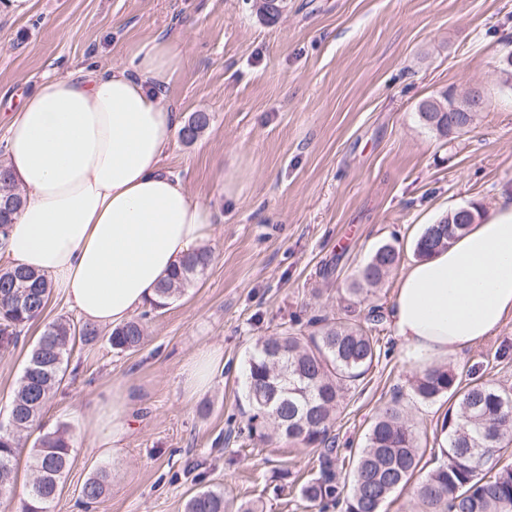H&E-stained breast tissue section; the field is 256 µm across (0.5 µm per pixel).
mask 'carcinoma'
<instances>
[{"label": "carcinoma", "mask_w": 512, "mask_h": 512, "mask_svg": "<svg viewBox=\"0 0 512 512\" xmlns=\"http://www.w3.org/2000/svg\"><path fill=\"white\" fill-rule=\"evenodd\" d=\"M421 124L441 137L469 127L476 113L465 97L453 89L421 101ZM206 112H195L181 128L185 142L196 140L209 125ZM21 204L14 181L0 163V227L13 223ZM467 224H429L416 244L423 257L448 247L464 234ZM213 260L212 251L201 247L186 256L157 288V308L167 306L203 275ZM400 252L382 245L360 269L348 289L357 298L364 287L382 283L398 265ZM51 286L45 276L24 268H0V350L17 344L24 327L39 319L47 307ZM353 304L344 316H315L310 332L299 335L283 328L257 339L247 359L246 396L250 414L237 437L265 445L284 439L317 453V469L298 486L301 499L327 512H382L390 497L413 488L419 512H512V465L498 466L500 454L512 447V390L498 387L454 368L433 367L417 375L411 384L414 401L429 402L448 396L452 403L442 421L447 450L441 462L417 483L423 452L400 400L383 405L372 423L363 448L352 468L340 471L335 438L331 436L345 393L360 382L377 358V338L369 325L383 316L372 308L361 321ZM97 327L58 318L45 325L33 346L24 375L15 392L9 415V433L0 432V494L11 491L16 477L21 436L39 424L42 413L58 391L66 372L68 355L76 341H96ZM144 339L140 318L112 328L107 341L119 352L138 348ZM72 464V436L60 426L43 435L32 448V479L21 501V512H52L66 473ZM106 471L100 470L82 486L87 504L104 493ZM264 512L260 500L231 505L218 487L201 488L186 501L184 512Z\"/></svg>", "instance_id": "carcinoma-1"}]
</instances>
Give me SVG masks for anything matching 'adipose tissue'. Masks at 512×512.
I'll use <instances>...</instances> for the list:
<instances>
[{
	"label": "adipose tissue",
	"instance_id": "adipose-tissue-1",
	"mask_svg": "<svg viewBox=\"0 0 512 512\" xmlns=\"http://www.w3.org/2000/svg\"><path fill=\"white\" fill-rule=\"evenodd\" d=\"M181 62L174 39L155 37L132 48L129 65L45 78L6 129L5 166L22 195L0 254L44 275L96 326L122 324L156 300L213 232L211 207L164 165L181 128L165 88ZM388 317L426 369L495 335L512 317V201L409 264ZM222 361L220 349L199 350L181 371L187 396L205 391ZM88 425L101 453L119 447L125 392L99 401Z\"/></svg>",
	"mask_w": 512,
	"mask_h": 512
}]
</instances>
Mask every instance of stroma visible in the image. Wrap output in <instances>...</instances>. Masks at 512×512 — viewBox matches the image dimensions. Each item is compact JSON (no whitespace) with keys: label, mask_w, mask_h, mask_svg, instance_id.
Instances as JSON below:
<instances>
[{"label":"stroma","mask_w":512,"mask_h":512,"mask_svg":"<svg viewBox=\"0 0 512 512\" xmlns=\"http://www.w3.org/2000/svg\"><path fill=\"white\" fill-rule=\"evenodd\" d=\"M9 2L0 0V133L42 78L127 64L129 44L158 34L175 37L183 56L168 102L184 119L210 115L164 164L214 211L213 262L171 304L147 308L136 350L104 339L72 350L42 416L45 430L65 424L74 435L54 512H85L80 490L99 468L108 480L95 512H184L191 491L212 485L236 502L262 499L266 512H310L293 482L266 484L275 469L293 481L312 474L313 451L283 440L258 451L229 434V419L246 421L247 356L281 325L338 313L378 247L410 264L426 226L449 210L477 202L487 214L512 199V88L500 74L512 0H282L272 19L260 0H29L21 15ZM475 83L488 101L464 133L443 138L419 123L420 101ZM60 317L78 314L55 293L0 352V424L37 337ZM372 333L380 356L336 415L344 460L419 372L390 322ZM209 346L223 351L224 369L187 397L181 368ZM450 364L512 389V318ZM116 387L131 430L103 456L86 420ZM407 409L433 456L447 397Z\"/></svg>","instance_id":"35a3bbf8"}]
</instances>
